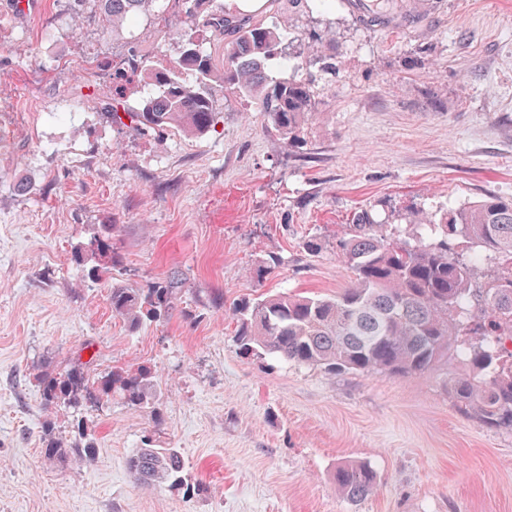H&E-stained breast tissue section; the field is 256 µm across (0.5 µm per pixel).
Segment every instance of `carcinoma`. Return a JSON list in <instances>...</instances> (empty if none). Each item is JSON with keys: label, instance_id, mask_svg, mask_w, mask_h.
Listing matches in <instances>:
<instances>
[{"label": "carcinoma", "instance_id": "1", "mask_svg": "<svg viewBox=\"0 0 512 512\" xmlns=\"http://www.w3.org/2000/svg\"><path fill=\"white\" fill-rule=\"evenodd\" d=\"M102 21L114 25L134 19L151 0H96ZM379 17L362 20L367 26L388 23L397 0H372ZM181 50L169 67L153 68L138 56L131 72L116 71L112 81L144 73L155 86L151 97L136 111H125L137 131L163 132L169 128L202 134L217 123L218 112L210 93L212 56L195 36L199 27L233 39L224 50V88L243 96H258L268 125L294 144L319 106L307 77H268L273 60H288L300 71L321 64L334 75L335 58L322 57L316 46L326 34L309 37L304 52L285 53V42L295 41L293 25L278 28L252 23L242 12L213 9V0H177ZM195 74L189 85L183 71ZM409 222L424 236L414 242L384 230L375 208L354 215L352 224L336 239V256L351 273L350 281L333 296L277 293L234 304L236 343L246 355L273 354L298 366L322 367L330 372L421 373L431 368L451 346L472 369L450 384L458 411L478 418L485 426L512 432V196L489 195L431 213L416 208ZM103 262L87 268V277L112 275L109 237H94ZM493 270L481 285L473 284L474 268L484 260ZM182 289L177 272L153 286L130 288L111 284L112 313L137 329L145 321H160ZM45 408L64 407L74 418L75 440L62 447L44 438L48 455H70L88 462L96 451V437L87 413L104 396L119 394L131 406L153 398V375L145 367L134 374L110 371L90 380L84 369L73 367L41 379ZM134 479L146 485H183V463L173 448L149 444L127 459ZM336 487L351 502L376 489V473L366 464L336 467Z\"/></svg>", "mask_w": 512, "mask_h": 512}]
</instances>
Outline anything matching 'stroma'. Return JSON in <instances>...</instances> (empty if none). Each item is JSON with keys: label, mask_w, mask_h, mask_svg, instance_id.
Wrapping results in <instances>:
<instances>
[{"label": "stroma", "mask_w": 512, "mask_h": 512, "mask_svg": "<svg viewBox=\"0 0 512 512\" xmlns=\"http://www.w3.org/2000/svg\"><path fill=\"white\" fill-rule=\"evenodd\" d=\"M0 0V512H512V434L461 415L449 389L467 366L449 353L421 374L331 373L235 341L232 304L265 293L333 295L348 275L337 236L381 205L401 237L408 210L512 194V0H405L417 23L363 28L343 0L328 13L259 0L253 21L331 30L316 73L321 105L301 143L268 126L255 97L224 87L229 39L198 33L215 59L220 119L203 134L138 132L112 120L149 90L108 82L138 53L179 55L176 0H152L111 28L96 0L80 13L41 0L19 19ZM170 27L158 26V17ZM108 228L112 280L88 281L75 252ZM324 248L312 255L305 239ZM278 265L263 282L250 268ZM179 272L170 316L129 330L111 281L146 288ZM151 367L154 406L120 396L89 414L95 459L45 454L44 425L70 440L73 417L45 409L46 373ZM149 443L174 448L188 484L140 486L126 467ZM363 463L377 490L340 496L338 464Z\"/></svg>", "instance_id": "obj_1"}]
</instances>
